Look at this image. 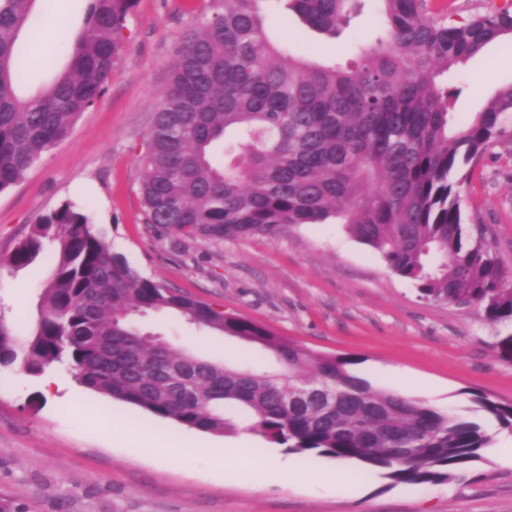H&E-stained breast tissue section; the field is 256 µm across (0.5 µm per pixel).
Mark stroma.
Segmentation results:
<instances>
[{
  "label": "stroma",
  "mask_w": 512,
  "mask_h": 512,
  "mask_svg": "<svg viewBox=\"0 0 512 512\" xmlns=\"http://www.w3.org/2000/svg\"><path fill=\"white\" fill-rule=\"evenodd\" d=\"M357 6L333 38L302 25L283 0H267L266 25L298 52L345 65L381 33L380 0ZM86 7L87 0H40L17 44L27 63L25 93L52 75L42 64L44 52L58 62L66 58L68 46L55 30H76ZM212 8V0H138L101 97L65 141L0 193V257L39 216L69 202L142 276L313 352L352 356V373L374 388L464 416L477 394L512 403V322L489 321L479 307L420 298L412 282L346 225H291L274 239L219 243L182 242L147 228L140 196L146 136L180 47ZM509 83L507 37L449 74V87L461 90L456 122H469ZM459 193L471 229L482 231L492 256L511 269L512 143H496L472 162ZM52 254L48 244L27 267L0 269V320L19 337L37 326ZM143 326L204 359L259 374L280 369L260 347L197 329L170 312L150 314ZM49 376L59 382L50 392L44 387ZM225 416L232 430L205 433L85 388L60 365L40 373L20 360L0 366V512H512V459L504 452L512 431L495 423L487 425L489 447L461 478L407 485L359 462L289 452L249 429L244 413ZM130 426L150 430L159 443L180 441L182 455H146L127 443ZM228 447L254 461L272 454L282 465L256 489L246 484L248 471L229 476L208 454ZM335 467L347 474L345 492L323 480Z\"/></svg>",
  "instance_id": "35a3bbf8"
}]
</instances>
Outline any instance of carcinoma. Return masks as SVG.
<instances>
[{"mask_svg":"<svg viewBox=\"0 0 512 512\" xmlns=\"http://www.w3.org/2000/svg\"><path fill=\"white\" fill-rule=\"evenodd\" d=\"M38 0H0V192L67 139L101 96L137 0H88L67 66L37 94L19 84L15 46ZM265 0H215L171 67L142 157L144 223L160 235L221 242L292 224L348 225L420 296L480 305L512 321V271L466 227L461 171L512 139V83L462 127L440 78L512 37V7L458 23L429 0H382L383 36L347 66L320 63L268 36ZM307 27L336 36L352 0H287ZM56 246L40 318L24 345L0 321V366L65 365L77 382L155 417L224 433L236 407L250 428L291 452L385 471L396 483L451 482L489 447L482 422L375 389L350 357L315 353L245 318L147 279L112 252L102 230L66 202L38 218L0 268ZM176 311L190 324L275 353L283 375H262L178 351L134 315ZM333 386L336 404L289 403V384ZM479 411L512 431V403L483 395Z\"/></svg>","mask_w":512,"mask_h":512,"instance_id":"1","label":"carcinoma"}]
</instances>
